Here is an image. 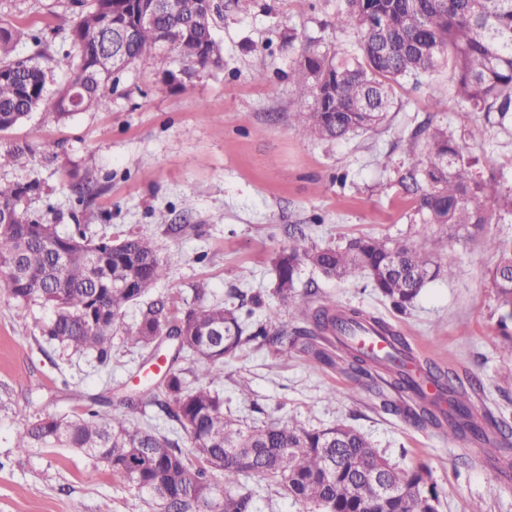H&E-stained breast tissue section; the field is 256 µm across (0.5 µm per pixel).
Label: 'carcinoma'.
Returning <instances> with one entry per match:
<instances>
[{
  "label": "carcinoma",
  "instance_id": "carcinoma-1",
  "mask_svg": "<svg viewBox=\"0 0 512 512\" xmlns=\"http://www.w3.org/2000/svg\"><path fill=\"white\" fill-rule=\"evenodd\" d=\"M248 0H176L177 13L163 12L154 25L138 30L127 46L129 66H153L164 60L157 49L164 34L175 31L176 53L189 69L219 67L223 62L213 30L224 9H246ZM133 15V0H91L70 27L67 40L75 50L73 76L47 97L49 74L45 54L12 55L24 36L16 27L0 25V133L22 124L37 110L61 121L76 112L102 109L112 99L114 83L102 72L112 52V16ZM341 28L357 31L351 47L334 52L307 49L295 69V91L311 101L293 114L302 136L336 140L367 132L394 104V85L407 79L420 83L442 68L454 93L472 112H496L512 120V0H345L338 13ZM412 139L424 141L427 153L406 166L398 184L414 200L421 224H438L471 236L491 223L492 216H512V190L486 204L489 184L473 171L474 161L448 133V128L421 124ZM32 154L27 145L0 151V161L21 164ZM37 187L0 184V293L18 305L40 304L51 311L43 340L75 353L90 352L100 364L112 357V339L123 310L155 288L167 274L152 242L131 235L122 240L95 238L80 224L67 234L33 219L20 208L22 197ZM501 251L489 278L497 290L503 317L512 318V249L493 238ZM402 271L387 272L393 260ZM324 276L368 280L380 296L400 310L413 306L422 288L445 268L416 240L383 241L366 236L344 246L310 247L303 243L282 249L275 261L276 289L281 299L295 289L300 264ZM195 304L179 315L167 300L157 298L140 308L131 341L156 350L165 337L177 346L160 380L144 397L128 396L124 409L112 412V401L91 398L83 413L60 416L42 412L20 429L15 448H77L106 464L112 480L128 484L161 501L163 512H254V497L245 480L258 475L318 512H437L435 492L425 491L419 471L396 470L359 431L345 425L308 430L275 420L243 428L224 416V359L241 348L274 346L288 354V328L275 331L253 320L243 305L206 300L196 288ZM295 318L312 325L298 329L303 351L317 364L330 362L313 341H338L358 372L366 375L371 357L342 336L362 322L383 335L392 349L386 366L390 385L400 391L408 378L397 362L410 353L406 340L382 318L356 309H338L323 299L317 306H298ZM448 414L425 405L414 413L421 424L448 425V433L483 439L475 422L471 395L463 382L444 381ZM156 406L169 420L161 428L147 417ZM187 438L202 465L189 466L180 446ZM222 476V485L206 478L207 470ZM379 474L400 488L396 498L381 499L371 486Z\"/></svg>",
  "mask_w": 512,
  "mask_h": 512
}]
</instances>
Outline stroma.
<instances>
[{
	"instance_id": "35a3bbf8",
	"label": "stroma",
	"mask_w": 512,
	"mask_h": 512,
	"mask_svg": "<svg viewBox=\"0 0 512 512\" xmlns=\"http://www.w3.org/2000/svg\"><path fill=\"white\" fill-rule=\"evenodd\" d=\"M342 5L253 0L248 12L225 10L215 29L222 66L191 70L168 85L164 69L181 68L172 56L165 68L122 73L106 108L62 122L33 113L0 135L2 144L26 142L34 149L26 165H0V182L38 180L39 189L21 207L60 232L84 224L98 236L152 237L176 261L151 295L174 311L191 305L200 285L221 302L233 291L258 293L263 305L255 320L277 330L294 326L293 307L313 304L315 297L306 294L312 286L337 307L383 318L428 366L480 380L472 401L486 427L512 426V319L502 320L486 276L499 255L484 244L489 236L511 244L512 218L492 221L483 235L450 240L433 225L415 223L398 184L419 152L411 132L427 121L448 127L479 155L495 188L510 189L512 130L468 111L443 70L432 83L397 86L391 112L373 131L339 141L298 135L288 115L308 107L292 84L304 46L336 50L358 39L356 31L336 26ZM83 8L82 0H0V23L42 37L58 86L71 76L65 35ZM172 224L184 225V232L170 233ZM292 224L321 246L363 235L421 239L453 273L428 283L401 313L366 280L328 279L304 265L284 301L274 292L272 259L287 247ZM48 317L34 304L19 314L14 300L0 294V383L13 387L8 409L0 410V512H161L157 500L114 482L104 463L82 452H17V430L41 411L81 413L83 397L139 391L155 371L130 342L137 307L121 319L106 365L46 344L41 327ZM319 347L330 364L311 366L298 341L289 343L284 358L274 348L251 345L226 359L225 415L245 425L282 419L309 429L351 426L399 469L422 471L437 491L438 512H512V476L481 463L484 446L415 423L407 393L390 392L396 406L384 409L377 382L350 368L339 343Z\"/></svg>"
}]
</instances>
